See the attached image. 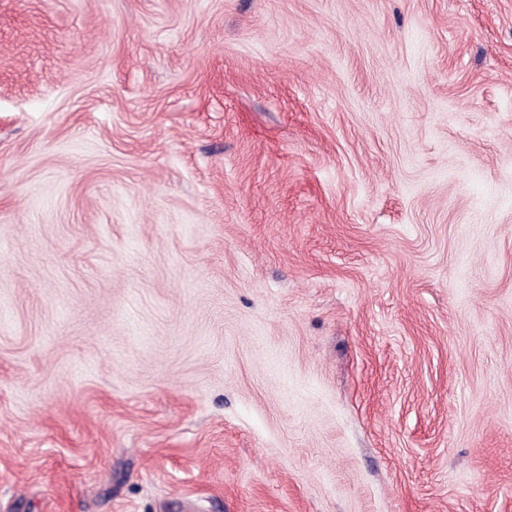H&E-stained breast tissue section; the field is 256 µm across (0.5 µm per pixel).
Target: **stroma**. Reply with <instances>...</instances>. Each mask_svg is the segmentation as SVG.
I'll return each instance as SVG.
<instances>
[{
	"mask_svg": "<svg viewBox=\"0 0 512 512\" xmlns=\"http://www.w3.org/2000/svg\"><path fill=\"white\" fill-rule=\"evenodd\" d=\"M0 512H512V0H0Z\"/></svg>",
	"mask_w": 512,
	"mask_h": 512,
	"instance_id": "obj_1",
	"label": "stroma"
}]
</instances>
